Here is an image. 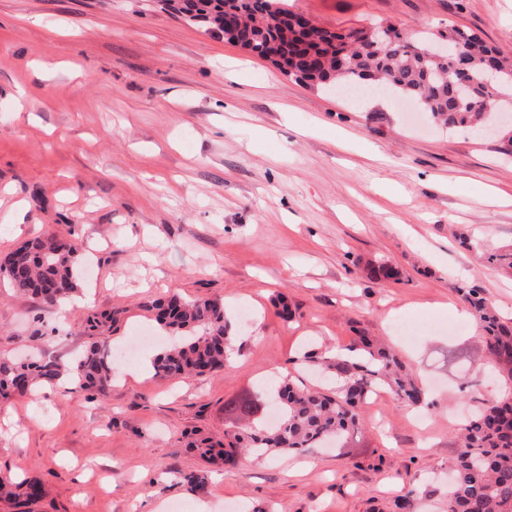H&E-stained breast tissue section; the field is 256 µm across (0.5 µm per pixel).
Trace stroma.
<instances>
[{"mask_svg": "<svg viewBox=\"0 0 512 512\" xmlns=\"http://www.w3.org/2000/svg\"><path fill=\"white\" fill-rule=\"evenodd\" d=\"M288 6L337 31L466 28L512 57V0ZM48 233L83 245L79 301L48 306L0 276V357L125 346L169 294L223 300L237 340L217 375L130 376L120 358L105 393L0 399V475L41 483L31 512H378L443 472L458 427L503 389L455 287L512 317V273L482 258L512 251V153L388 98L294 81L158 0H0V259ZM375 260L401 281L368 279ZM362 333L392 345L431 406L384 393L345 447L218 465L204 496L185 491L180 472L204 466L187 443L223 439L225 401L277 369L315 384L304 352Z\"/></svg>", "mask_w": 512, "mask_h": 512, "instance_id": "1", "label": "stroma"}]
</instances>
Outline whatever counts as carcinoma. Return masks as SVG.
Segmentation results:
<instances>
[{"instance_id": "cac0c4a2", "label": "carcinoma", "mask_w": 512, "mask_h": 512, "mask_svg": "<svg viewBox=\"0 0 512 512\" xmlns=\"http://www.w3.org/2000/svg\"><path fill=\"white\" fill-rule=\"evenodd\" d=\"M183 18L214 34L224 31V17L238 19L230 41L249 54L294 69L297 80L330 89L361 83L374 71L379 87L399 98L423 101L431 117L450 127L471 130L494 120L496 108L512 107V61L479 34L458 27L437 31H408L391 23L374 26L384 47L372 44L351 29L337 31L312 25L296 28L284 0H186ZM441 44L467 51V72L457 71ZM498 58L502 72L489 79L485 64ZM468 87L464 101L456 100L460 85ZM75 239L53 233L35 238L0 261V275L17 290L53 306L73 295L81 277ZM369 278L398 281L401 273L387 262L369 263ZM456 291L469 304L485 331V352L497 365L503 382L512 385V319H502L481 293L464 284ZM160 328L180 337V343L157 354L156 373L168 378L217 374L231 350L224 300L188 301L177 294L151 303ZM336 382V391L323 393L296 386L284 378L271 388L262 386L224 403L234 432L221 443H206L200 455L209 462L232 461L244 452L267 458L286 452L307 454L332 441L336 446L362 426L361 409L376 388H384L411 405L427 404L426 393L399 357L384 343L356 337L346 352L311 353ZM77 388L105 392L114 367L109 351L92 344L71 364ZM65 365L51 356L20 361L0 359V396L22 395L31 387L53 385ZM456 453L449 464L447 512H512V391L490 400L465 423L456 436ZM181 483L192 494L205 493L208 474L185 472ZM431 483L414 485L395 497L386 512H418L417 501L436 495Z\"/></svg>"}]
</instances>
